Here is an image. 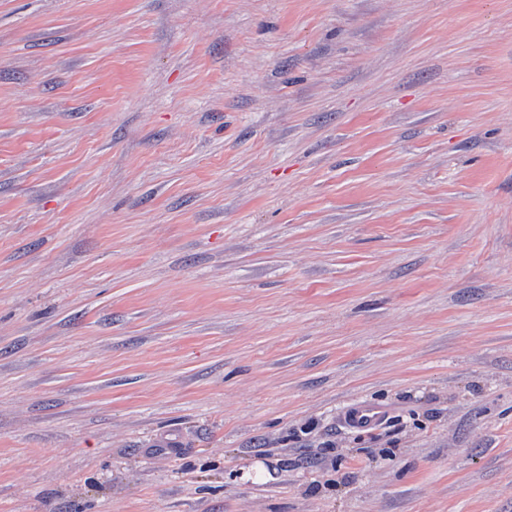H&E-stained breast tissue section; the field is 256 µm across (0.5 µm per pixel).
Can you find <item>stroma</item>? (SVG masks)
I'll return each mask as SVG.
<instances>
[{
    "mask_svg": "<svg viewBox=\"0 0 512 512\" xmlns=\"http://www.w3.org/2000/svg\"><path fill=\"white\" fill-rule=\"evenodd\" d=\"M0 512H512V0H0ZM390 415V410L370 401L351 402L339 414L342 426L351 430L374 431L381 427Z\"/></svg>",
    "mask_w": 512,
    "mask_h": 512,
    "instance_id": "obj_1",
    "label": "stroma"
}]
</instances>
